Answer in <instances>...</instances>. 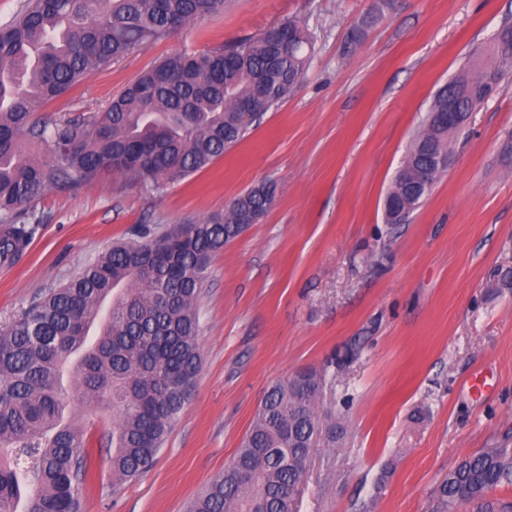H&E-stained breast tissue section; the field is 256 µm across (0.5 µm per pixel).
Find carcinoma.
I'll return each instance as SVG.
<instances>
[{
	"instance_id": "carcinoma-1",
	"label": "carcinoma",
	"mask_w": 512,
	"mask_h": 512,
	"mask_svg": "<svg viewBox=\"0 0 512 512\" xmlns=\"http://www.w3.org/2000/svg\"><path fill=\"white\" fill-rule=\"evenodd\" d=\"M225 0H25L0 26V262L30 243L36 217L20 220L46 192L106 175L159 190L206 168L298 81L309 39L295 21L242 44L169 57L142 73L101 110L51 124L37 119L92 70L174 30L224 12ZM386 4L351 32L352 43ZM512 67V51L464 69L434 93L428 112L448 111V93L468 87L461 109L482 104ZM455 131L427 121L404 164L426 167ZM277 186L262 183L224 213L147 243H115L68 283L49 290L0 329V512H81L91 478L86 429L72 421L69 394L91 413L112 407L101 436L112 449V486L146 472L193 394L201 369L197 301L211 259L265 214ZM329 367L273 385L234 461L190 512H288L308 458L336 425L320 401ZM512 486L504 441L463 457L436 486L429 512H512L497 498Z\"/></svg>"
}]
</instances>
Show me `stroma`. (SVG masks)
<instances>
[{
    "label": "stroma",
    "instance_id": "1",
    "mask_svg": "<svg viewBox=\"0 0 512 512\" xmlns=\"http://www.w3.org/2000/svg\"><path fill=\"white\" fill-rule=\"evenodd\" d=\"M227 0L89 74L48 122L100 110L165 58L204 53L298 22L314 47L278 106L207 168L151 190L121 177L62 186L0 272V328L80 275L115 242L144 243L223 212L262 182L274 206L216 254L198 301L202 369L153 466L113 488L93 448L84 512H186L233 460L267 390L337 366L324 407L344 438L307 463L292 512H429L466 455L512 442V70L450 144V165L402 224L384 220L392 178L436 89L480 65L512 0Z\"/></svg>",
    "mask_w": 512,
    "mask_h": 512
}]
</instances>
